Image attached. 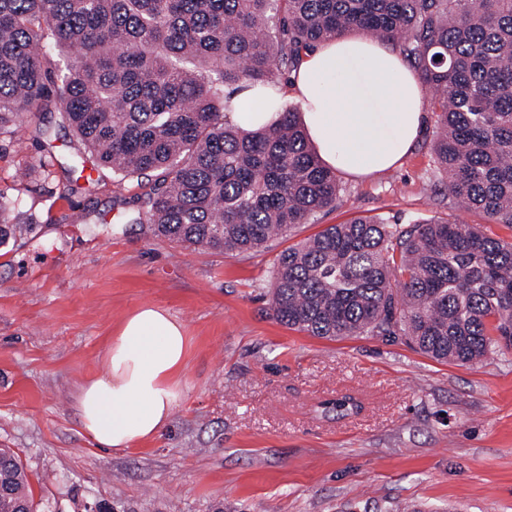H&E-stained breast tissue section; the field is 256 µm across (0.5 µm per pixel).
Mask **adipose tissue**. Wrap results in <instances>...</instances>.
Segmentation results:
<instances>
[{"instance_id": "adipose-tissue-1", "label": "adipose tissue", "mask_w": 512, "mask_h": 512, "mask_svg": "<svg viewBox=\"0 0 512 512\" xmlns=\"http://www.w3.org/2000/svg\"><path fill=\"white\" fill-rule=\"evenodd\" d=\"M303 104L302 122L319 161L364 177L400 165L425 125L421 84L386 42L347 37L304 52L290 88L230 92L229 118L254 131L274 120L287 92ZM188 338L183 324L147 304L112 336L106 371L80 389L76 407L97 447L126 449L160 434L184 388Z\"/></svg>"}]
</instances>
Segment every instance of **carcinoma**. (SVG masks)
Wrapping results in <instances>:
<instances>
[{
    "instance_id": "cac0c4a2",
    "label": "carcinoma",
    "mask_w": 512,
    "mask_h": 512,
    "mask_svg": "<svg viewBox=\"0 0 512 512\" xmlns=\"http://www.w3.org/2000/svg\"><path fill=\"white\" fill-rule=\"evenodd\" d=\"M351 32L393 43L431 91L435 171L465 211L512 225V0H0V130L52 108L98 162L153 181L158 234L253 252L336 205L302 108L247 131L224 88L276 85ZM72 50L51 68V48ZM0 195V245L21 231ZM275 319L310 336H404L437 361L512 346V242L455 216L332 224L277 254ZM0 512L34 510L0 448Z\"/></svg>"
}]
</instances>
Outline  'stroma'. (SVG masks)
I'll return each instance as SVG.
<instances>
[{"label":"stroma","mask_w":512,"mask_h":512,"mask_svg":"<svg viewBox=\"0 0 512 512\" xmlns=\"http://www.w3.org/2000/svg\"><path fill=\"white\" fill-rule=\"evenodd\" d=\"M436 120L401 167L339 175L335 207L242 254L158 236L144 185L86 156L57 113L0 133V192L34 215L0 246V448L36 512H512V350L440 362L401 337L307 335L270 305L276 255L328 225L455 213ZM145 304L185 327L186 387L157 437L100 448L76 398Z\"/></svg>","instance_id":"stroma-1"}]
</instances>
